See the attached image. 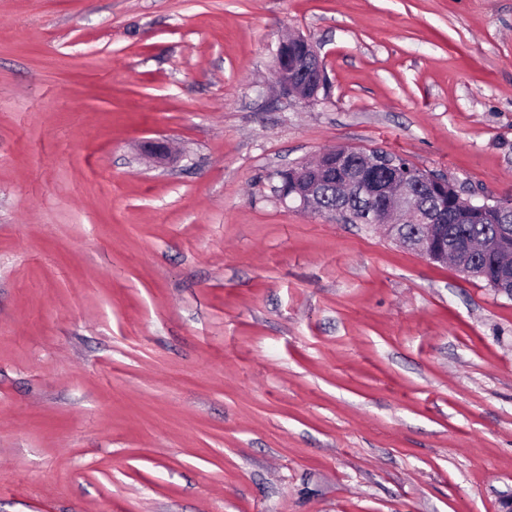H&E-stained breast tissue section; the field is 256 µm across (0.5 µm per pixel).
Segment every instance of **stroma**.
Masks as SVG:
<instances>
[{
    "label": "stroma",
    "instance_id": "obj_1",
    "mask_svg": "<svg viewBox=\"0 0 512 512\" xmlns=\"http://www.w3.org/2000/svg\"><path fill=\"white\" fill-rule=\"evenodd\" d=\"M338 147L512 195V0H0V512H501L512 299L277 200ZM287 42L281 41L276 47L274 58V75L280 79L279 86L287 94H294L304 100L314 99L312 84L323 87L325 71L322 61L311 42L304 36L296 37L290 43H299L304 46V55L297 61L289 63L282 53L281 46ZM314 75L309 79L310 75Z\"/></svg>",
    "mask_w": 512,
    "mask_h": 512
}]
</instances>
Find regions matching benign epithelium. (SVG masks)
Wrapping results in <instances>:
<instances>
[{
    "label": "benign epithelium",
    "mask_w": 512,
    "mask_h": 512,
    "mask_svg": "<svg viewBox=\"0 0 512 512\" xmlns=\"http://www.w3.org/2000/svg\"><path fill=\"white\" fill-rule=\"evenodd\" d=\"M294 42L304 46V55L291 63L282 53L281 47H276L273 53L274 75L280 79L279 86L285 93L312 100V85L321 87L325 82L323 64L306 37L298 36ZM143 152L160 166L172 161L168 145L159 140L145 144ZM349 158L356 159V163L342 172L339 185L346 191V197H356L368 202L361 220L373 223L387 236L430 261H440L441 255L448 251V246L443 244L446 237L440 231V225L448 223V203L444 201V197L448 195L449 181L445 176L424 172L419 182L414 184L408 181L398 160L388 162L380 170L377 168V161L364 157V151L340 147L330 155H320L319 164L308 169L310 176L301 189L294 191L284 184L274 187V192L281 201L288 200L295 204L298 211L331 218L340 215L350 219L352 211L348 206L340 204L326 207L320 190L321 181L336 175V169ZM453 206L456 209L454 222L466 223L494 209L503 214L512 208V202L498 200L492 207L486 199L481 201L464 198L455 189ZM396 215L402 218L404 224H429L431 231L411 240H404L398 234L397 223L393 222ZM510 251L512 233L505 229L483 241L479 254L498 258Z\"/></svg>",
    "instance_id": "benign-epithelium-1"
}]
</instances>
